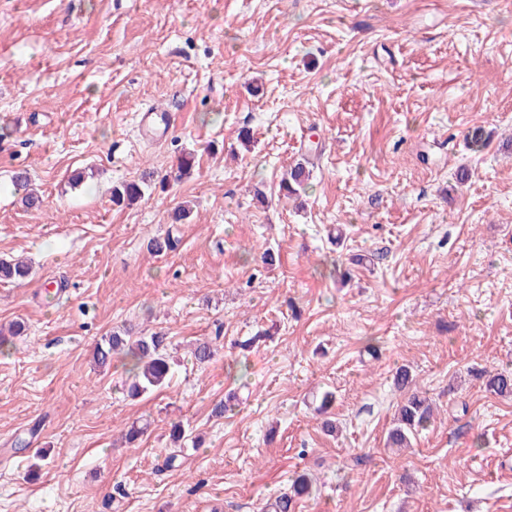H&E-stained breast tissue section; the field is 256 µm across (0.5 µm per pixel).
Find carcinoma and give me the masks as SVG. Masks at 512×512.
Listing matches in <instances>:
<instances>
[{
  "label": "carcinoma",
  "instance_id": "carcinoma-1",
  "mask_svg": "<svg viewBox=\"0 0 512 512\" xmlns=\"http://www.w3.org/2000/svg\"><path fill=\"white\" fill-rule=\"evenodd\" d=\"M308 177L309 170L303 163L293 164L280 183V192L287 196L298 193ZM152 178L153 175L145 172L136 180L121 183L113 189L112 201L117 205L136 202L144 196ZM176 245L177 240L167 235L150 240L147 249L153 254L162 255L173 251ZM31 273V266L23 260L0 259V281L22 283L31 276ZM25 332L26 326L20 321L14 322L6 333L0 330V354H11L15 347L14 339L25 335ZM219 341L220 336L216 335L199 343L194 350L196 362H210L218 351ZM116 355L130 359L129 373L132 374V382L129 386V395L132 397L164 388L168 385L176 365L173 356L168 352L167 336L160 331L137 337L127 331L122 334L113 331L103 336L93 350L94 363L100 368L107 366ZM394 385L404 394V399L398 405L397 423L388 431L387 445L392 448H408L411 445V438L430 422L433 408L428 400L413 388V379L408 369L401 368L396 372ZM485 385L498 395H512L511 374L499 372L490 375ZM310 487L309 477H298L287 491L269 505L270 512H295L296 497L308 492Z\"/></svg>",
  "mask_w": 512,
  "mask_h": 512
}]
</instances>
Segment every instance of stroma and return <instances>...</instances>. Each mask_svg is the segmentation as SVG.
Instances as JSON below:
<instances>
[{
  "label": "stroma",
  "instance_id": "1",
  "mask_svg": "<svg viewBox=\"0 0 512 512\" xmlns=\"http://www.w3.org/2000/svg\"><path fill=\"white\" fill-rule=\"evenodd\" d=\"M10 257L33 274L0 282V326L27 324L0 355V512H264L302 474L295 512H512V396L479 376L512 373V0H0ZM127 326L169 336L170 387L134 400L127 358L94 365ZM404 365L435 414L397 450ZM141 112V122L146 135L156 140H162L168 135L172 127L170 114L158 113L151 109ZM309 170L304 163L296 162L291 166L287 176L280 183V192L285 195L297 194L300 188L308 180ZM151 173H142L137 180H131L121 183L112 193V201L116 205H129L139 200L145 194L153 180Z\"/></svg>",
  "mask_w": 512,
  "mask_h": 512
}]
</instances>
